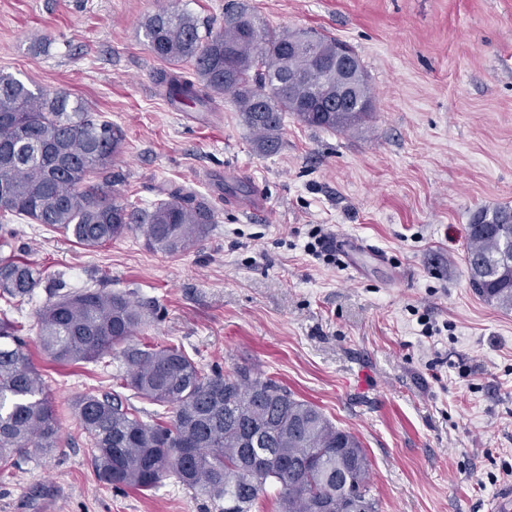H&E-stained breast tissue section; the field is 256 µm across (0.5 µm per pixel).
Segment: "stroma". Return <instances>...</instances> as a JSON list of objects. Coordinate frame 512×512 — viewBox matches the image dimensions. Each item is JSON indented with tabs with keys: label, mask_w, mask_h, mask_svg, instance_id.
Returning a JSON list of instances; mask_svg holds the SVG:
<instances>
[{
	"label": "stroma",
	"mask_w": 512,
	"mask_h": 512,
	"mask_svg": "<svg viewBox=\"0 0 512 512\" xmlns=\"http://www.w3.org/2000/svg\"><path fill=\"white\" fill-rule=\"evenodd\" d=\"M229 0H0V73L65 88L125 140L111 172L142 207L181 186L216 211L208 236L169 255L130 232L89 249L12 218L15 255L46 282L134 293L136 341L183 344L204 370L248 365L354 433L380 512H489L512 491V311L479 297L463 261L482 207H512V0H242L276 30L347 43L373 111L341 132L286 115L258 154L230 99L193 120L156 80L144 44L159 6L220 28ZM262 197L267 216L247 207ZM331 233L334 261L309 252ZM44 286L8 315L61 420L51 455L0 464V512H223L167 476L137 491L103 483L72 414L125 369L58 365L40 353Z\"/></svg>",
	"instance_id": "obj_1"
}]
</instances>
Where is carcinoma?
<instances>
[{
    "mask_svg": "<svg viewBox=\"0 0 512 512\" xmlns=\"http://www.w3.org/2000/svg\"><path fill=\"white\" fill-rule=\"evenodd\" d=\"M237 8L224 27L200 29L190 13L159 8L147 17L144 37L157 59L189 63L195 78L162 72L173 103L207 107L227 96L253 131L261 155L281 147L284 116L330 131L360 124L366 112H324L343 77L331 66L338 40L319 32L273 31ZM311 46L292 53L300 35ZM125 134L96 120L82 99L63 91L31 89L0 73V219L24 216L63 230L90 248L137 230L147 244L170 255L206 238L215 211L208 202L167 190L142 209L114 189L108 170ZM464 263L470 285L486 301L512 311V209L480 208L466 228ZM41 282L37 266L0 256V299L30 297ZM38 341L54 362L99 363L125 345L119 388L167 409L168 420H143L120 393H82L73 404L79 427L93 445L98 477L140 491L173 474L224 512H251L259 497L277 492L282 512H347L352 498L379 512L369 483L370 462L360 440L337 427L316 405L279 380L253 368L206 372L180 345L129 344L143 321L128 293L55 289L36 314ZM61 423L43 374L19 336L18 322L0 318V460L14 461L31 448L57 447ZM264 435L274 461L262 468L243 446L248 432Z\"/></svg>",
    "mask_w": 512,
    "mask_h": 512,
    "instance_id": "obj_1",
    "label": "carcinoma"
}]
</instances>
